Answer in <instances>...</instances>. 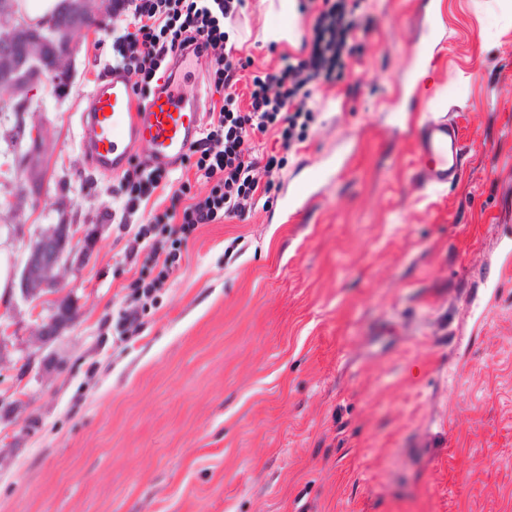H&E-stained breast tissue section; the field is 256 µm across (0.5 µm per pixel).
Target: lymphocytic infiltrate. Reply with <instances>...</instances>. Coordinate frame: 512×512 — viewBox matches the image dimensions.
I'll use <instances>...</instances> for the list:
<instances>
[{
    "label": "lymphocytic infiltrate",
    "mask_w": 512,
    "mask_h": 512,
    "mask_svg": "<svg viewBox=\"0 0 512 512\" xmlns=\"http://www.w3.org/2000/svg\"><path fill=\"white\" fill-rule=\"evenodd\" d=\"M243 4L244 0H112V55L106 68L131 78L137 100L151 96L174 55L190 45L206 60L211 92L222 98L219 112L210 114L189 152L205 191H194L187 180L173 182L167 170L147 168L135 158L123 173L113 223H128L156 191H163L165 200L133 237L130 255L142 263L118 313L128 335H137L143 315L178 268L183 247L199 227L248 219L259 204L258 193L273 189L285 160L253 155L247 145L250 136L276 130L286 149L303 141L315 119L308 105L310 84L319 79L333 82L345 56L358 50L353 42L354 5L350 0H322L308 56L254 76L249 105L241 107L237 84L248 63L229 47L226 26Z\"/></svg>",
    "instance_id": "f902f5d3"
}]
</instances>
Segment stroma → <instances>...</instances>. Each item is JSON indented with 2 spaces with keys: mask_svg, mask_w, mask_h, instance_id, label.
<instances>
[{
  "mask_svg": "<svg viewBox=\"0 0 512 512\" xmlns=\"http://www.w3.org/2000/svg\"><path fill=\"white\" fill-rule=\"evenodd\" d=\"M441 3L435 64L418 70L421 0H360L362 52L312 83L305 140L251 141L286 157L269 206L201 226L132 338L117 312L136 227L105 219L121 176L80 147L110 0L69 72L25 108L0 102V512H512V281L483 300L512 229V0ZM321 6L296 13L298 41ZM280 22L245 0L251 73L299 56L264 42ZM448 112L461 175L432 186L412 133ZM53 224L77 230L63 288L23 300L27 251ZM62 302L75 316L41 344Z\"/></svg>",
  "mask_w": 512,
  "mask_h": 512,
  "instance_id": "35a3bbf8",
  "label": "stroma"
}]
</instances>
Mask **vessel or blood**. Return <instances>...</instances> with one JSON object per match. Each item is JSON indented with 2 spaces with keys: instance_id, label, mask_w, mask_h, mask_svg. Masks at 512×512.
<instances>
[{
  "instance_id": "vessel-or-blood-1",
  "label": "vessel or blood",
  "mask_w": 512,
  "mask_h": 512,
  "mask_svg": "<svg viewBox=\"0 0 512 512\" xmlns=\"http://www.w3.org/2000/svg\"><path fill=\"white\" fill-rule=\"evenodd\" d=\"M203 67V57L185 50L170 64L169 79L141 103L126 75L113 71L89 93L80 117L81 149L90 166L101 172H119L138 147L145 150L142 160L147 167L181 165L204 122ZM413 136L427 183L443 185L458 177L463 144L454 119L430 118Z\"/></svg>"
}]
</instances>
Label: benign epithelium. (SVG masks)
<instances>
[{
  "instance_id": "7a95c632",
  "label": "benign epithelium",
  "mask_w": 512,
  "mask_h": 512,
  "mask_svg": "<svg viewBox=\"0 0 512 512\" xmlns=\"http://www.w3.org/2000/svg\"><path fill=\"white\" fill-rule=\"evenodd\" d=\"M96 0H65L62 11L67 22L34 27L11 11H0V100L24 101L47 75L67 71L74 47L82 32L97 23ZM69 224L46 229L29 249L20 280L21 296L27 300L52 294L64 280V258L73 248ZM71 320L66 305L55 309L42 324L38 340L47 344L59 327Z\"/></svg>"
}]
</instances>
